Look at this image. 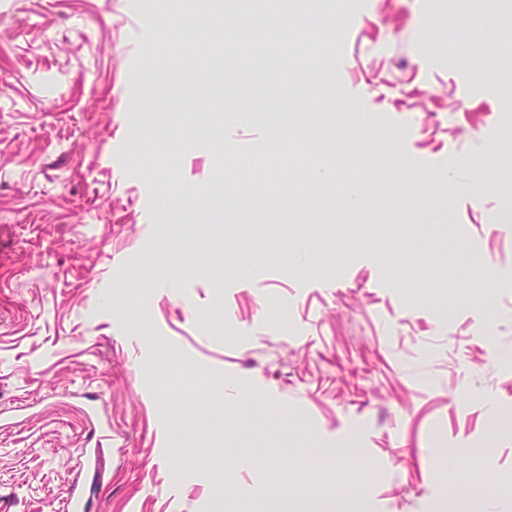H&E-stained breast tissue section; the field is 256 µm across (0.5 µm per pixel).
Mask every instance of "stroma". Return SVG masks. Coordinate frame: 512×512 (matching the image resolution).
Returning a JSON list of instances; mask_svg holds the SVG:
<instances>
[{
	"instance_id": "1",
	"label": "stroma",
	"mask_w": 512,
	"mask_h": 512,
	"mask_svg": "<svg viewBox=\"0 0 512 512\" xmlns=\"http://www.w3.org/2000/svg\"><path fill=\"white\" fill-rule=\"evenodd\" d=\"M323 2L0 0V512H512V0Z\"/></svg>"
}]
</instances>
